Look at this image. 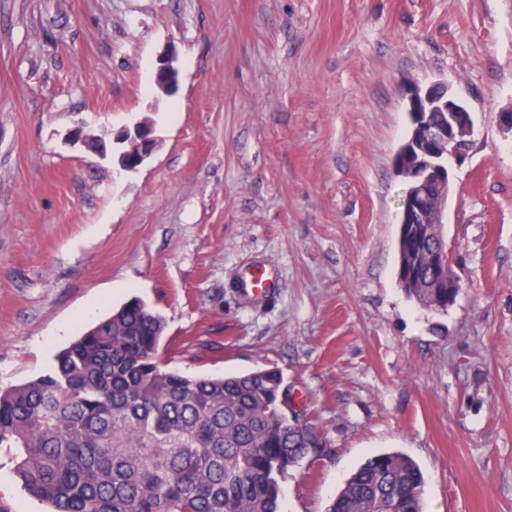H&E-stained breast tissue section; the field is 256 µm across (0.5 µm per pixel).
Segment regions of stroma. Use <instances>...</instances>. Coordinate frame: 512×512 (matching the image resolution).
I'll return each instance as SVG.
<instances>
[{
    "label": "stroma",
    "mask_w": 512,
    "mask_h": 512,
    "mask_svg": "<svg viewBox=\"0 0 512 512\" xmlns=\"http://www.w3.org/2000/svg\"><path fill=\"white\" fill-rule=\"evenodd\" d=\"M435 82L473 117L444 315L397 276L403 90ZM510 106L512 0H0V391L137 297L170 369L282 371L329 443L282 512H325L383 451L419 464L426 512H512ZM137 117L157 146L135 172L70 140ZM0 512H48L5 450ZM175 59L173 50L157 58L154 82L156 87L165 94L173 93L178 85L179 72L175 66ZM238 288L249 297L265 295L271 288V277L266 269L250 270L240 279Z\"/></svg>",
    "instance_id": "1"
}]
</instances>
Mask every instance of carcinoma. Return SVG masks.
Segmentation results:
<instances>
[{
    "label": "carcinoma",
    "instance_id": "cac0c4a2",
    "mask_svg": "<svg viewBox=\"0 0 512 512\" xmlns=\"http://www.w3.org/2000/svg\"><path fill=\"white\" fill-rule=\"evenodd\" d=\"M398 251L417 263L405 294L448 313L435 284L433 226ZM160 313L131 300L85 332L35 379L0 391V448L51 512H280V479L325 454L326 440L280 400L276 367L192 378L165 368ZM424 476L398 453L368 457L326 512H424Z\"/></svg>",
    "mask_w": 512,
    "mask_h": 512
}]
</instances>
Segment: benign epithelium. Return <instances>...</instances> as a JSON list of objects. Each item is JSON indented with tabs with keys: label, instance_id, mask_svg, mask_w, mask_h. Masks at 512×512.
I'll return each mask as SVG.
<instances>
[{
	"label": "benign epithelium",
	"instance_id": "obj_1",
	"mask_svg": "<svg viewBox=\"0 0 512 512\" xmlns=\"http://www.w3.org/2000/svg\"><path fill=\"white\" fill-rule=\"evenodd\" d=\"M178 77L174 51L170 50L157 58L154 82L161 92L173 93L178 85ZM442 87L441 83L425 89L415 85L406 92L413 128L394 158V169L399 177H411L415 187L402 206V224H434L442 227L451 186L449 175L439 164V158L443 155L462 158L467 153V149L458 148V144L472 134V115L462 102L442 91ZM111 137L112 147L118 153L119 168L125 172L140 167L156 146L152 128L142 121ZM435 182L444 183L446 187L438 191L437 204L429 206L428 186Z\"/></svg>",
	"mask_w": 512,
	"mask_h": 512
}]
</instances>
